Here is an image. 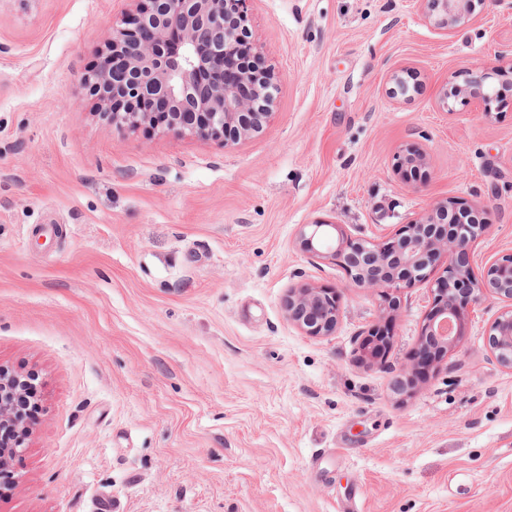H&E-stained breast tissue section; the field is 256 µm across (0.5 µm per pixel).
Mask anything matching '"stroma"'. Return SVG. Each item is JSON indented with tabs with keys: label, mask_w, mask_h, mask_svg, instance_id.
Segmentation results:
<instances>
[{
	"label": "stroma",
	"mask_w": 512,
	"mask_h": 512,
	"mask_svg": "<svg viewBox=\"0 0 512 512\" xmlns=\"http://www.w3.org/2000/svg\"><path fill=\"white\" fill-rule=\"evenodd\" d=\"M132 9L0 0V364L34 376L39 406L0 512H512L499 303L402 395L429 283L387 320L295 245L318 219L383 241L455 199L485 210L476 270L512 253V0H473L447 34L420 0H250L279 90L228 144L96 115L82 77ZM404 70L418 91L390 97ZM473 81L490 105L440 106ZM412 144L429 153L416 185L394 173ZM295 284L339 290L334 333L289 321Z\"/></svg>",
	"instance_id": "1"
}]
</instances>
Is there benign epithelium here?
<instances>
[{
  "label": "benign epithelium",
  "mask_w": 512,
  "mask_h": 512,
  "mask_svg": "<svg viewBox=\"0 0 512 512\" xmlns=\"http://www.w3.org/2000/svg\"><path fill=\"white\" fill-rule=\"evenodd\" d=\"M133 2L135 13L112 27L100 65L83 77L100 113L113 126L135 131L152 128V115L162 112L168 115L163 130L223 143L259 132L272 113L278 77L258 53L246 58L239 53L251 36L249 0ZM422 2L427 19L443 32L469 21L470 0ZM451 97L491 100L478 86H443L442 107ZM425 164V149L412 145L398 155L395 170L412 175ZM487 229L480 210L447 200L433 203L386 242L354 237L323 220L301 225L296 244L312 257L343 260L351 285L375 292L389 307L397 306L402 289L427 281L440 258L450 259L446 274L432 284L433 307L403 372L411 377L420 361L435 365L456 351L469 311L487 301L501 304L489 328L490 352L512 369V253L480 273L471 261L472 248ZM286 309L310 336L332 333L340 319L336 290L329 288L292 287ZM27 384V378L0 365V428L17 432L14 441L0 443V467L24 451L27 428L16 418L10 397Z\"/></svg>",
  "instance_id": "7a95c632"
}]
</instances>
